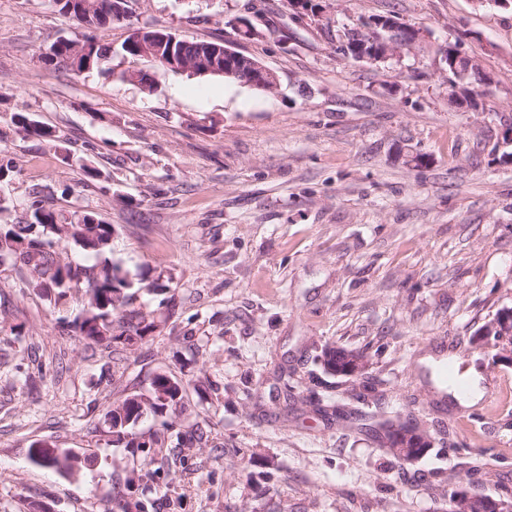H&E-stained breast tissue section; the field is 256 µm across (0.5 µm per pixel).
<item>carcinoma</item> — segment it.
<instances>
[{"label":"carcinoma","mask_w":512,"mask_h":512,"mask_svg":"<svg viewBox=\"0 0 512 512\" xmlns=\"http://www.w3.org/2000/svg\"><path fill=\"white\" fill-rule=\"evenodd\" d=\"M58 13L69 21L90 31L112 27L114 19L109 11L81 14L71 10V0H53ZM89 41V55L79 61L78 71L94 68L111 47L94 37ZM73 39L59 40L45 52L51 63L66 68L73 67L71 45ZM18 123L26 135L37 139L52 137V132L35 121L21 115ZM93 224L62 223V214L52 208L39 191L30 194L26 217L15 224L0 225V259L26 271L30 285L51 297L54 305H64L76 300L81 306L80 315L73 321L79 335L94 342H120L132 345L155 328L150 314L132 305L135 283L121 273L120 267L109 257L112 225L97 218ZM72 242L90 256L87 264H74L62 259L54 244ZM185 388L171 376L157 375L152 379L148 394H130L107 411L105 417L112 428V442L123 443L127 448H140L133 432L136 422L147 411L161 412L182 402ZM41 457L32 461L57 471L72 474L79 470L82 457L65 450L59 456L51 448L40 449Z\"/></svg>","instance_id":"1"}]
</instances>
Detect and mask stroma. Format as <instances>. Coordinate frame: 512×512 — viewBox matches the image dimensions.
<instances>
[{
	"instance_id": "stroma-1",
	"label": "stroma",
	"mask_w": 512,
	"mask_h": 512,
	"mask_svg": "<svg viewBox=\"0 0 512 512\" xmlns=\"http://www.w3.org/2000/svg\"><path fill=\"white\" fill-rule=\"evenodd\" d=\"M318 3L322 21L286 0H132L98 35L109 58L76 74L43 54L81 28L51 0H0V155L16 163L0 224L36 188L65 214L96 212L158 324L131 347L92 342L0 267V512H113L118 492L127 512H441L450 465L477 457L471 490L512 492V367L471 344L512 307V5ZM389 14L425 31L421 50L379 66L337 52L343 29ZM242 17L273 35L240 39ZM142 27L224 42L279 87L124 55ZM441 46L478 62L479 109L449 102ZM21 114L54 140L27 136ZM443 343L480 400L435 393L423 358ZM331 346L366 352L372 398L325 370ZM159 373L186 389L174 430L149 415L135 433L150 452L113 444L104 413ZM408 417L435 443L403 463L371 427ZM42 441L96 461L60 475L30 461Z\"/></svg>"
}]
</instances>
